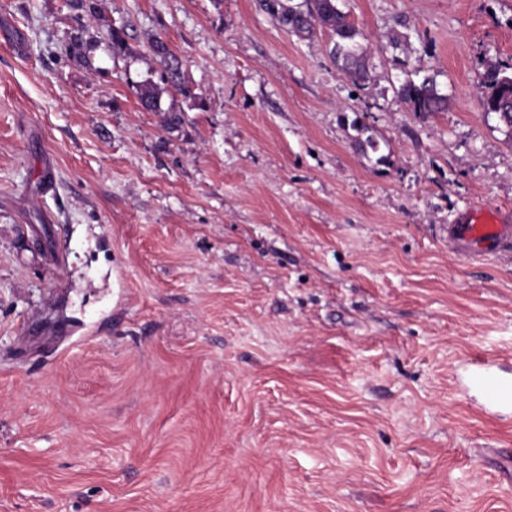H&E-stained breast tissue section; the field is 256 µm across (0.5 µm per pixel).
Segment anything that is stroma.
Instances as JSON below:
<instances>
[{"mask_svg": "<svg viewBox=\"0 0 512 512\" xmlns=\"http://www.w3.org/2000/svg\"><path fill=\"white\" fill-rule=\"evenodd\" d=\"M338 7L361 83L259 0H0V512H512L456 384L512 375V251L448 248L512 211V0ZM149 47L155 56L159 57L160 63L164 68L161 75L162 80L176 87L185 97H191V90L185 84L182 64L179 58L161 40L155 41ZM507 70H512L511 65H492L482 77L484 96L482 105L486 111L498 114L500 119L512 128V72L509 75ZM501 109L511 113V122L505 119ZM398 95L413 112H440L445 108L446 100L437 94L433 83L428 78L420 82L406 80L398 88ZM512 247V225L501 212L474 210L463 224H449L448 248L460 258L495 254Z\"/></svg>", "mask_w": 512, "mask_h": 512, "instance_id": "35a3bbf8", "label": "stroma"}]
</instances>
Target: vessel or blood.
I'll list each match as a JSON object with an SVG mask.
<instances>
[{
  "label": "vessel or blood",
  "mask_w": 512,
  "mask_h": 512,
  "mask_svg": "<svg viewBox=\"0 0 512 512\" xmlns=\"http://www.w3.org/2000/svg\"><path fill=\"white\" fill-rule=\"evenodd\" d=\"M448 247L458 257L489 255L512 247V225L501 213L474 210L465 223L448 227ZM470 386L483 397V408L494 414L512 407V380L493 372L488 361L477 363L469 376Z\"/></svg>",
  "instance_id": "b4317fda"
}]
</instances>
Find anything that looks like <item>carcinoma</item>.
Returning a JSON list of instances; mask_svg holds the SVG:
<instances>
[{"instance_id": "cac0c4a2", "label": "carcinoma", "mask_w": 512, "mask_h": 512, "mask_svg": "<svg viewBox=\"0 0 512 512\" xmlns=\"http://www.w3.org/2000/svg\"><path fill=\"white\" fill-rule=\"evenodd\" d=\"M262 2L272 17L296 33H308L315 24L330 29L336 37L331 49L332 58L351 80L360 82L364 79L363 57L357 43L359 30L348 21L347 14L337 7L336 0H302L296 4L293 0ZM150 49L159 57L164 68L162 80L176 87L182 95L191 96V90L183 78L179 58L161 40L152 43ZM511 69V65H492L484 73L482 105L485 110L499 115L504 109L512 114ZM398 95L415 112H440L446 105V100L437 94L428 78L420 82L405 81L398 88ZM140 101L150 111H161L159 94L150 84L141 90Z\"/></svg>"}]
</instances>
